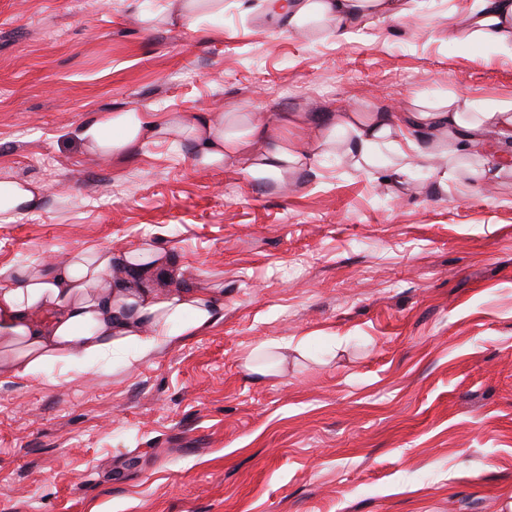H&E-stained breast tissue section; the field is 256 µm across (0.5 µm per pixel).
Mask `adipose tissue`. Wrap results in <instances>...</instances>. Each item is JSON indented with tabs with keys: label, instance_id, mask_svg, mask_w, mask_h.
I'll use <instances>...</instances> for the list:
<instances>
[{
	"label": "adipose tissue",
	"instance_id": "1",
	"mask_svg": "<svg viewBox=\"0 0 512 512\" xmlns=\"http://www.w3.org/2000/svg\"><path fill=\"white\" fill-rule=\"evenodd\" d=\"M267 3L288 27L311 24L340 39L371 17L384 21L414 15L418 0ZM448 37L512 58V0H472L463 26ZM172 136L192 144L196 167L228 169L246 156L248 173L258 179L279 176L282 165L300 162L309 151L305 139L279 138L262 121L249 122L238 133L204 114L159 123L118 112L86 123L78 133L88 151L103 156ZM339 137L356 171L397 184L426 164L433 150L448 158L483 155L485 164L470 173L482 185L512 168V155L500 149L512 140V97L451 95L413 112H340L318 134L323 143ZM45 191L35 182L0 179V223L34 211ZM171 266L168 246L147 237L120 253L86 247L47 267L0 268V373L39 375L58 363L82 367L114 358L131 366L175 337L215 325L222 318L223 289L163 287Z\"/></svg>",
	"mask_w": 512,
	"mask_h": 512
}]
</instances>
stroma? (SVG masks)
<instances>
[{"mask_svg": "<svg viewBox=\"0 0 512 512\" xmlns=\"http://www.w3.org/2000/svg\"><path fill=\"white\" fill-rule=\"evenodd\" d=\"M468 0L346 39L265 0H0V170L47 188L0 267L165 234L218 323L141 363L0 376V512H512V171L433 159L395 187L312 147L280 178L195 167L188 141L90 154L81 125L512 95V59L454 44Z\"/></svg>", "mask_w": 512, "mask_h": 512, "instance_id": "stroma-1", "label": "stroma"}]
</instances>
